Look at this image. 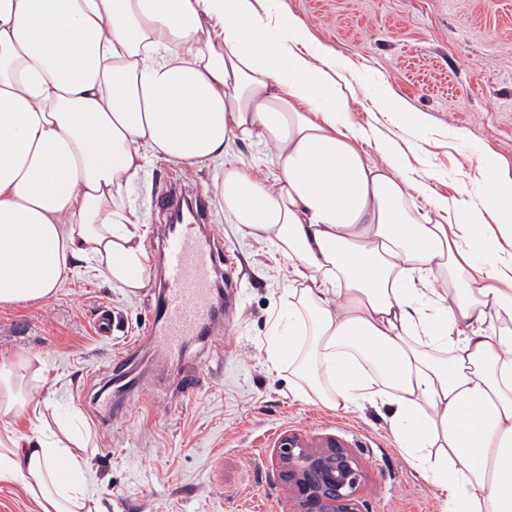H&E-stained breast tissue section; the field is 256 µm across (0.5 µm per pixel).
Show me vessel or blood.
<instances>
[{
	"mask_svg": "<svg viewBox=\"0 0 512 512\" xmlns=\"http://www.w3.org/2000/svg\"><path fill=\"white\" fill-rule=\"evenodd\" d=\"M222 250L217 237L199 228L197 216L169 226L164 288L152 306V320L139 336L138 345L156 347L165 358L176 359L192 339L210 334L213 278Z\"/></svg>",
	"mask_w": 512,
	"mask_h": 512,
	"instance_id": "obj_1",
	"label": "vessel or blood"
}]
</instances>
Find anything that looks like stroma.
Instances as JSON below:
<instances>
[{
  "label": "stroma",
  "mask_w": 512,
  "mask_h": 512,
  "mask_svg": "<svg viewBox=\"0 0 512 512\" xmlns=\"http://www.w3.org/2000/svg\"><path fill=\"white\" fill-rule=\"evenodd\" d=\"M303 22L313 54L336 61L353 93L349 121L373 161L411 174L419 211L447 220L441 202L461 188L474 201L512 178V0H272ZM388 97L400 111H379ZM386 152H379V145ZM219 165L182 170L156 159L131 189L155 257L166 214L161 194L177 184L209 205L233 273V301L209 341L191 344L198 386L179 393L180 363L134 349L160 281L126 295L104 277H69L56 296L0 306V364L38 358L48 379L40 398L75 433L91 435L87 473L103 512H296L272 463L279 435L341 437L360 464L361 512H442L423 473L398 448L387 408L349 411L304 399L288 369L268 368L270 327L292 279L271 242L242 236L214 197ZM112 312L111 337L95 319ZM131 360L116 371L122 354ZM124 407L110 422L103 401Z\"/></svg>",
  "instance_id": "35a3bbf8"
}]
</instances>
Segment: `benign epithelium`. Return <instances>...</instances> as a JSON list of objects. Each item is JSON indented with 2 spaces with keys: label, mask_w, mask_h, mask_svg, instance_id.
Instances as JSON below:
<instances>
[{
  "label": "benign epithelium",
  "mask_w": 512,
  "mask_h": 512,
  "mask_svg": "<svg viewBox=\"0 0 512 512\" xmlns=\"http://www.w3.org/2000/svg\"><path fill=\"white\" fill-rule=\"evenodd\" d=\"M273 464L293 488L298 512H359L362 471L347 448L276 449Z\"/></svg>",
  "instance_id": "obj_1"
}]
</instances>
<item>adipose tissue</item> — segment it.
<instances>
[{"mask_svg":"<svg viewBox=\"0 0 512 512\" xmlns=\"http://www.w3.org/2000/svg\"><path fill=\"white\" fill-rule=\"evenodd\" d=\"M305 37L269 0H0V305L55 295L85 262L138 292L129 190L144 168L273 146L274 177L225 163L214 187L225 220L292 267L271 362L328 407H389L443 512H512V179L456 201L452 223L420 214ZM41 380L32 359L0 366V413L37 420L0 436V480H21L42 512H99L87 444L34 404Z\"/></svg>","mask_w":512,"mask_h":512,"instance_id":"1","label":"adipose tissue"}]
</instances>
